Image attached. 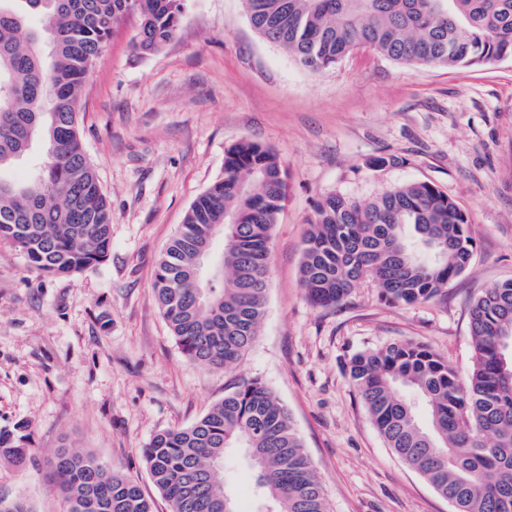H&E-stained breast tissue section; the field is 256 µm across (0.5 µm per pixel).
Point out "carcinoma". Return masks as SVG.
<instances>
[{
    "instance_id": "cac0c4a2",
    "label": "carcinoma",
    "mask_w": 512,
    "mask_h": 512,
    "mask_svg": "<svg viewBox=\"0 0 512 512\" xmlns=\"http://www.w3.org/2000/svg\"><path fill=\"white\" fill-rule=\"evenodd\" d=\"M265 40L303 68L336 67L368 47L405 65L456 69L512 58V0H244ZM183 0H0V172L35 143L40 166L0 178V240L39 274L66 277L105 261L112 214L83 150V91L112 35L137 19L134 48L162 50L179 30ZM273 150L241 141L224 177L187 210L159 257L153 290L169 331L192 363L235 366L259 335L269 285L271 231L287 196ZM211 244L217 271L192 272ZM465 211L428 182L367 202L324 197L309 222L300 281L333 307L373 281L391 304L432 300L470 265ZM473 361L461 377L412 340L355 354L352 382L387 447L456 512H512V279L472 303ZM29 449L0 431V458ZM236 452L255 473V512H328L322 483L288 409L258 379L239 383L192 424L155 433L143 448L169 512H238L217 467ZM66 512H154L139 484L92 456L61 449L53 461Z\"/></svg>"
}]
</instances>
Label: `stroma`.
I'll use <instances>...</instances> for the list:
<instances>
[{
    "label": "stroma",
    "mask_w": 512,
    "mask_h": 512,
    "mask_svg": "<svg viewBox=\"0 0 512 512\" xmlns=\"http://www.w3.org/2000/svg\"><path fill=\"white\" fill-rule=\"evenodd\" d=\"M136 34L132 18L114 28L84 88L83 147L112 211L107 259L58 278L30 271L0 242V430L27 424L33 451L20 466L0 459V505L65 512L46 461L73 448L137 481L155 512H168L144 444L258 378L291 414L330 512H456L386 447L347 364L414 340L459 375L470 370V306L512 278V59L405 66L361 48L312 73L255 31L244 0H188L177 36L154 54L134 50ZM243 140L276 152L289 190L259 335L224 370L181 354L152 283L187 209ZM386 154L400 165L369 167ZM415 181L466 211L469 267L426 303H386L365 280L341 304L314 306L300 266L317 203L332 193L369 201ZM219 475L240 512H254L255 476L243 461L227 455Z\"/></svg>",
    "instance_id": "stroma-1"
}]
</instances>
